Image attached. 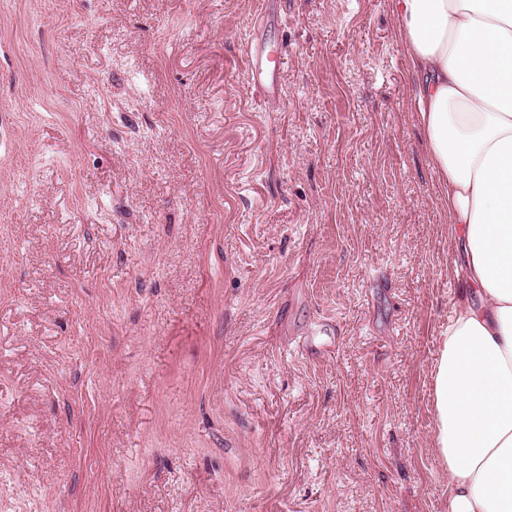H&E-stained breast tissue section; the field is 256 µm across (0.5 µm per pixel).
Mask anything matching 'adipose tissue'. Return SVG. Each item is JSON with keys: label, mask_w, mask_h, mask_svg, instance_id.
Returning a JSON list of instances; mask_svg holds the SVG:
<instances>
[{"label": "adipose tissue", "mask_w": 512, "mask_h": 512, "mask_svg": "<svg viewBox=\"0 0 512 512\" xmlns=\"http://www.w3.org/2000/svg\"><path fill=\"white\" fill-rule=\"evenodd\" d=\"M392 7L474 285L441 333L433 371L448 512H512V0Z\"/></svg>", "instance_id": "1"}]
</instances>
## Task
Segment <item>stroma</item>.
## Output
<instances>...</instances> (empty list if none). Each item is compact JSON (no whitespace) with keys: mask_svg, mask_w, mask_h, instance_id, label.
I'll list each match as a JSON object with an SVG mask.
<instances>
[{"mask_svg":"<svg viewBox=\"0 0 512 512\" xmlns=\"http://www.w3.org/2000/svg\"><path fill=\"white\" fill-rule=\"evenodd\" d=\"M397 25L0 0V512H446L470 285ZM248 69L246 78L259 88L268 99L280 98V67L271 60L266 47L261 43H248L246 46Z\"/></svg>","mask_w":512,"mask_h":512,"instance_id":"1","label":"stroma"}]
</instances>
